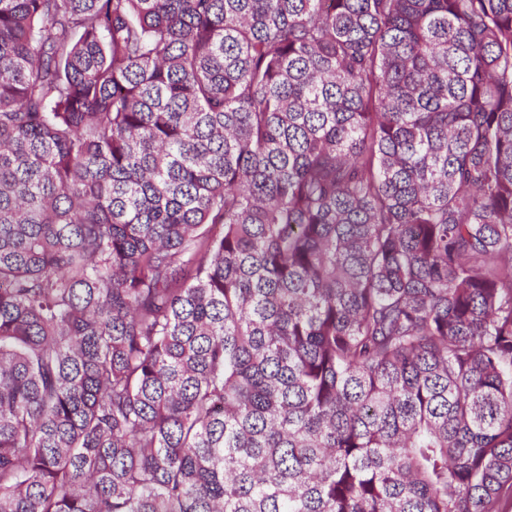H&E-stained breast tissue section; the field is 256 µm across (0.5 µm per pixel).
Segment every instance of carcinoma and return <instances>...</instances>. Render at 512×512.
Here are the masks:
<instances>
[{
  "instance_id": "1",
  "label": "carcinoma",
  "mask_w": 512,
  "mask_h": 512,
  "mask_svg": "<svg viewBox=\"0 0 512 512\" xmlns=\"http://www.w3.org/2000/svg\"><path fill=\"white\" fill-rule=\"evenodd\" d=\"M512 0H0V512H504Z\"/></svg>"
}]
</instances>
